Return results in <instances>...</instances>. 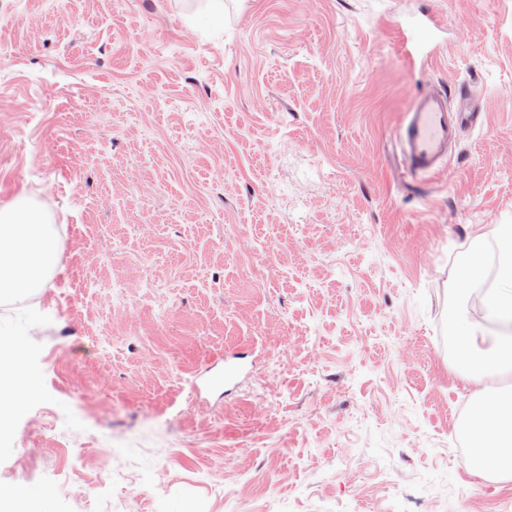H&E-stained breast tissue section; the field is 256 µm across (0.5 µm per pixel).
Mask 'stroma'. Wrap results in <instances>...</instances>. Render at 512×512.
Here are the masks:
<instances>
[{
	"mask_svg": "<svg viewBox=\"0 0 512 512\" xmlns=\"http://www.w3.org/2000/svg\"><path fill=\"white\" fill-rule=\"evenodd\" d=\"M426 11L437 49L408 59ZM461 88L482 123L407 176L411 98ZM24 194L56 234L26 301L54 401L0 487L51 512L512 502L463 466L451 338L474 228L494 256L512 226V0H0V208Z\"/></svg>",
	"mask_w": 512,
	"mask_h": 512,
	"instance_id": "stroma-1",
	"label": "stroma"
}]
</instances>
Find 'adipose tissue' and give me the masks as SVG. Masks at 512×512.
I'll return each mask as SVG.
<instances>
[{"label": "adipose tissue", "instance_id": "obj_1", "mask_svg": "<svg viewBox=\"0 0 512 512\" xmlns=\"http://www.w3.org/2000/svg\"><path fill=\"white\" fill-rule=\"evenodd\" d=\"M501 249L505 260L487 291L481 317L458 321L456 336L473 386L474 409L465 422L470 451L463 464L480 476L512 480V393L486 385L512 372V230L502 236ZM488 319L498 322V331H487Z\"/></svg>", "mask_w": 512, "mask_h": 512}]
</instances>
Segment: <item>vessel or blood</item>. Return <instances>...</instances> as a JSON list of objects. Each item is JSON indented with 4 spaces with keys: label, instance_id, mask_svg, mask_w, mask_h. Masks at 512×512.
Wrapping results in <instances>:
<instances>
[{
    "label": "vessel or blood",
    "instance_id": "vessel-or-blood-1",
    "mask_svg": "<svg viewBox=\"0 0 512 512\" xmlns=\"http://www.w3.org/2000/svg\"><path fill=\"white\" fill-rule=\"evenodd\" d=\"M482 114L470 96L421 92L403 112L395 144L406 171L416 177L435 174L449 158V148L464 129L478 124Z\"/></svg>",
    "mask_w": 512,
    "mask_h": 512
}]
</instances>
